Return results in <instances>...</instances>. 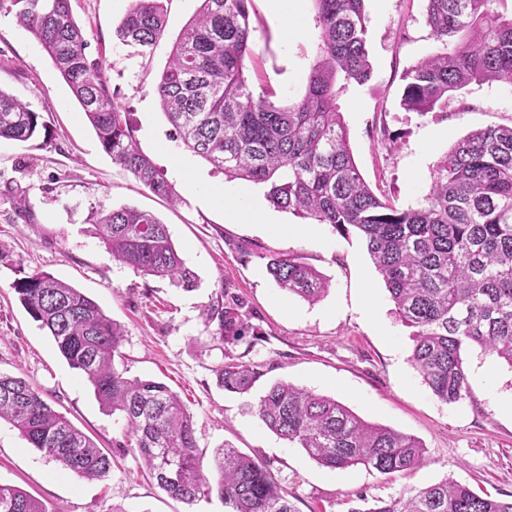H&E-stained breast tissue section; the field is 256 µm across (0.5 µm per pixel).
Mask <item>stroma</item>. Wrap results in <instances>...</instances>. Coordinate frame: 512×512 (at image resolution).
Instances as JSON below:
<instances>
[{"label": "stroma", "instance_id": "35a3bbf8", "mask_svg": "<svg viewBox=\"0 0 512 512\" xmlns=\"http://www.w3.org/2000/svg\"><path fill=\"white\" fill-rule=\"evenodd\" d=\"M130 0H71L90 57L105 55L108 85L128 114L140 151L178 195L157 197L114 164L81 114L51 60L15 14L0 12V90L37 112L49 145L0 140V374L26 379L55 410L113 459L102 480L66 472L0 422V484L20 487L51 512H224L218 499L188 505L148 476L120 415L107 413L91 385L61 356L52 336L21 305L14 283L36 270L52 274L98 303L124 330L116 359L127 377L165 383L195 419L204 463L231 443L267 464L297 512H365L379 501L452 479L498 499L512 497V367L473 348L466 353L470 392L438 400L408 361L410 331L394 314L381 275L356 237L275 208L268 188L225 180L182 144L162 113L152 78L169 59L199 0H169L164 36L146 55L120 44L115 30ZM425 0H366L371 80L340 96L353 156L373 191L397 207L416 205L432 173L459 138L512 124V84L473 83L444 111L419 115L400 104L405 71L437 51L424 20ZM255 29L245 75L275 104L301 97L314 59L310 0H253ZM296 34L287 38L284 26ZM258 196L276 224L302 223L305 236L226 218L209 192ZM131 206L167 224L195 290L145 276L115 262L92 223L95 213ZM270 254L302 256L325 278L317 303L284 296L267 274ZM235 295L247 328L219 343L205 310L221 291ZM258 373L250 393L225 392L215 371L227 358ZM277 381L334 397L368 422L418 438L423 465L391 474L330 470L268 431L251 412Z\"/></svg>", "mask_w": 512, "mask_h": 512}]
</instances>
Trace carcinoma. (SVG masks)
Returning <instances> with one entry per match:
<instances>
[{"mask_svg":"<svg viewBox=\"0 0 512 512\" xmlns=\"http://www.w3.org/2000/svg\"><path fill=\"white\" fill-rule=\"evenodd\" d=\"M252 2L201 0L153 80L161 109L183 144L226 180L265 184L274 206L359 237L398 319L411 329V366L440 401L460 402L469 391L467 350L479 348L512 367V125L458 140L437 164L422 201L399 209L364 182L337 103L349 85L372 76L365 0H312L315 58L304 93L283 106L255 93L244 75ZM497 2L427 0L426 23L441 48L405 73V110L426 115L473 82L512 81V18L494 10ZM2 10L16 11L42 45L112 161L154 194L174 196L138 149L110 93L105 61L86 53L70 0H0ZM165 20L164 0H131L117 39L142 55L163 37ZM43 128L38 113L0 90V139L28 142ZM94 225L114 260L187 291L197 286L167 225L153 214L121 207L97 214ZM266 269L282 292L309 303L327 290L300 256L269 255ZM14 290L91 383L99 404L122 415L132 450L170 497L192 504L215 495L224 512H297L263 461L228 444L214 452L210 475L202 472L194 416L165 384L130 379L116 368L124 331L94 300L41 271L19 279ZM224 297L206 309L222 344L246 329L238 301ZM256 376L243 363L217 369L219 385L231 393H248ZM254 411L277 437L329 469L360 465L390 474L426 461L415 437L285 382L271 385ZM1 419L80 478L101 480L112 469V457L20 377L0 374ZM0 512L49 510L37 497L1 484ZM365 512H512V499L483 496L447 478Z\"/></svg>","mask_w":512,"mask_h":512,"instance_id":"1","label":"carcinoma"}]
</instances>
